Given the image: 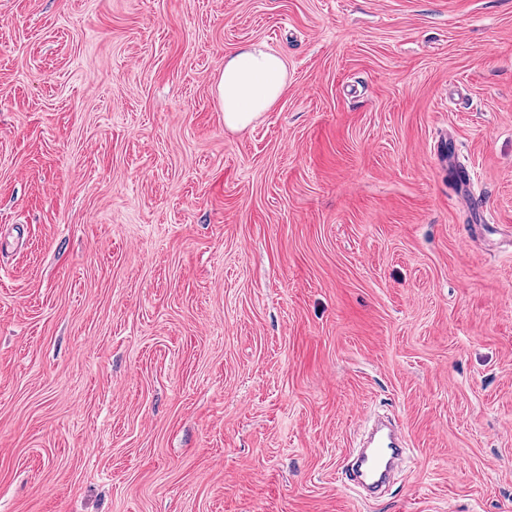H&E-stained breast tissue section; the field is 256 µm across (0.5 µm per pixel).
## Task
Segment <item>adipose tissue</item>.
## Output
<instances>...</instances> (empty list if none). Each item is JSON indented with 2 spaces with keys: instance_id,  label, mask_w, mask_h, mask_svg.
Instances as JSON below:
<instances>
[{
  "instance_id": "1",
  "label": "adipose tissue",
  "mask_w": 512,
  "mask_h": 512,
  "mask_svg": "<svg viewBox=\"0 0 512 512\" xmlns=\"http://www.w3.org/2000/svg\"><path fill=\"white\" fill-rule=\"evenodd\" d=\"M284 59L262 44L237 47L224 57L216 83V97L224 126L242 131L270 111L287 85Z\"/></svg>"
}]
</instances>
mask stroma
I'll return each mask as SVG.
<instances>
[{
	"label": "stroma",
	"mask_w": 512,
	"mask_h": 512,
	"mask_svg": "<svg viewBox=\"0 0 512 512\" xmlns=\"http://www.w3.org/2000/svg\"><path fill=\"white\" fill-rule=\"evenodd\" d=\"M0 512H512V0H0ZM287 64L263 44L239 46L224 56L216 97L224 127L242 131L269 112L287 85ZM404 450L392 429L379 426L346 468V479L365 488L382 486L402 461Z\"/></svg>",
	"instance_id": "35a3bbf8"
}]
</instances>
